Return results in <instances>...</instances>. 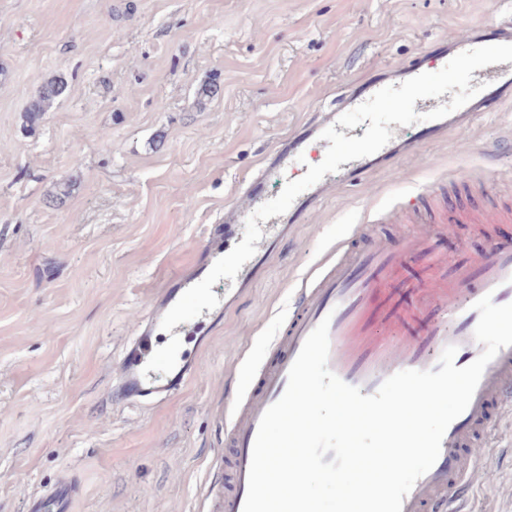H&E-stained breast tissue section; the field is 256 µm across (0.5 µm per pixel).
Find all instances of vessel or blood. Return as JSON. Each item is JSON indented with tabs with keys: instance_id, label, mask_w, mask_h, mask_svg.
<instances>
[{
	"instance_id": "b4317fda",
	"label": "vessel or blood",
	"mask_w": 512,
	"mask_h": 512,
	"mask_svg": "<svg viewBox=\"0 0 512 512\" xmlns=\"http://www.w3.org/2000/svg\"><path fill=\"white\" fill-rule=\"evenodd\" d=\"M507 43H512V16L483 21L463 39L443 37L430 43L401 67L397 79L402 82L427 69H441L455 52ZM385 85V79L377 78L347 89L334 109L289 134L277 151L279 163L296 165L308 141L319 139L341 113L365 102ZM470 85L478 93L459 110L423 122L409 137L404 136L402 126L391 124L393 137L378 152L341 164L338 172L326 174L301 193L283 215L261 223L263 237L256 244L255 255L235 279H220L212 288L220 306L164 331L160 326L164 314L242 241L246 219L268 201L261 176H253L244 192L225 208L223 223L210 227L198 263L176 275L157 295L126 342L115 370L119 401L160 405L178 394L194 376L196 351L211 341L224 303L250 286L268 250L335 181H358L369 170L444 139L451 129L470 126L483 113L499 111L512 91V62L475 70ZM436 236V230L427 228L407 238L380 240L362 250L344 238L302 278L274 340L269 366L260 371L242 398L225 406L224 435L232 454L233 489L223 495L221 512H243L260 419L284 393L290 366L322 320L330 322V369L365 395L374 393L398 371L435 368L449 344L457 347L456 366L469 365L477 358L482 347L474 339L479 314L473 305L487 294L494 303H512V241L489 236L473 267L452 268L436 258ZM506 406H512V347L500 349L488 364L469 407L448 427L437 461L404 498L402 512H470L469 487L479 463L489 454L488 434L496 427L492 411ZM79 493L75 483L57 482L30 500L28 512H44L49 505L56 512H69Z\"/></svg>"
}]
</instances>
